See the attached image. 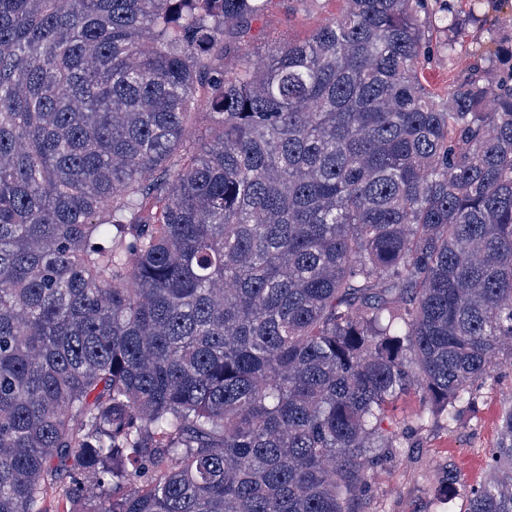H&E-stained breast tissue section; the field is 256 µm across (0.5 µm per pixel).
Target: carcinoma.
Segmentation results:
<instances>
[{"label":"carcinoma","instance_id":"carcinoma-1","mask_svg":"<svg viewBox=\"0 0 512 512\" xmlns=\"http://www.w3.org/2000/svg\"><path fill=\"white\" fill-rule=\"evenodd\" d=\"M343 3L259 66L266 0H0V512H353L512 357V47L434 93L464 0Z\"/></svg>","mask_w":512,"mask_h":512}]
</instances>
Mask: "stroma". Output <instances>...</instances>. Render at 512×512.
Masks as SVG:
<instances>
[{
    "mask_svg": "<svg viewBox=\"0 0 512 512\" xmlns=\"http://www.w3.org/2000/svg\"><path fill=\"white\" fill-rule=\"evenodd\" d=\"M339 7L338 0H321L319 8L304 12L296 9L295 0H267L248 39L260 54H267L275 40L304 37ZM503 31L512 34V0H479L473 15L466 18L465 36L452 59L425 71L431 89L446 90L468 54L490 46ZM511 404L512 357L505 354L495 378L477 390L457 428H447L437 417L418 426V393L411 390L398 396L386 408L384 425L406 432L405 445L372 467V491L354 502L355 512H437V501L445 498L452 512H464L468 490L488 476L486 460L498 439V418ZM451 468L457 474L452 484L444 477Z\"/></svg>",
    "mask_w": 512,
    "mask_h": 512,
    "instance_id": "obj_1",
    "label": "stroma"
}]
</instances>
